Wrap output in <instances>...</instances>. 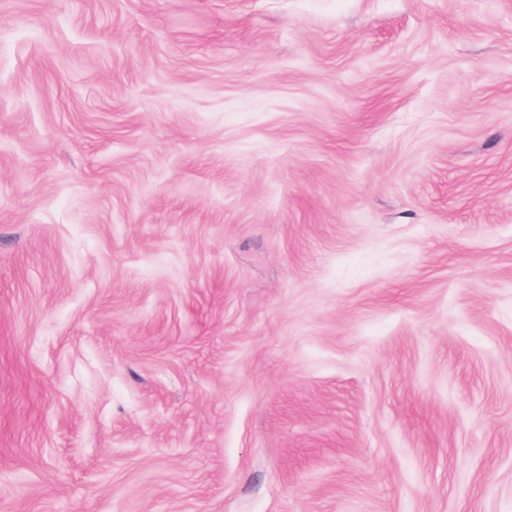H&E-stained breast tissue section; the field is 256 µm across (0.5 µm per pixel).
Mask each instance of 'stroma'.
I'll use <instances>...</instances> for the list:
<instances>
[{
  "label": "stroma",
  "instance_id": "35a3bbf8",
  "mask_svg": "<svg viewBox=\"0 0 512 512\" xmlns=\"http://www.w3.org/2000/svg\"><path fill=\"white\" fill-rule=\"evenodd\" d=\"M0 512H512V0H0Z\"/></svg>",
  "mask_w": 512,
  "mask_h": 512
}]
</instances>
